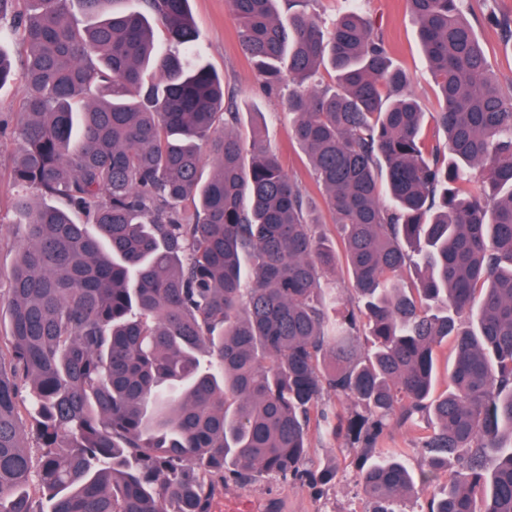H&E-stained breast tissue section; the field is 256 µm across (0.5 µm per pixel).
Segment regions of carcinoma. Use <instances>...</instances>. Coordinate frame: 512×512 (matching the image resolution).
<instances>
[{"label":"carcinoma","mask_w":512,"mask_h":512,"mask_svg":"<svg viewBox=\"0 0 512 512\" xmlns=\"http://www.w3.org/2000/svg\"><path fill=\"white\" fill-rule=\"evenodd\" d=\"M113 2L0 0V87L8 43L29 48L11 170L23 232L0 289V512H212L225 483L258 473L315 487L313 434L375 449L354 459L369 512H398L451 459L426 512H512V95L470 0H405L436 112L357 8L327 27L298 0H231L263 89L288 84L289 137L338 244L255 113L186 58L189 0ZM483 2L512 41V17ZM325 66L330 88L315 83ZM342 261L352 288L333 297L321 278ZM396 428L422 430L427 468L378 447ZM453 362L449 345L439 348L435 362L434 395L438 396L448 390V368Z\"/></svg>","instance_id":"carcinoma-1"}]
</instances>
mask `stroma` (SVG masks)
Instances as JSON below:
<instances>
[{
	"instance_id": "35a3bbf8",
	"label": "stroma",
	"mask_w": 512,
	"mask_h": 512,
	"mask_svg": "<svg viewBox=\"0 0 512 512\" xmlns=\"http://www.w3.org/2000/svg\"><path fill=\"white\" fill-rule=\"evenodd\" d=\"M363 14L373 21L388 43L394 65L411 78V90L426 111L438 107L435 86L421 51L416 25L408 16L404 0H356ZM197 32L196 46L204 60L224 78L239 105H252L263 115L266 143L276 151L283 170L307 185L311 196L319 191L310 176L307 156L288 135L290 118L286 110L287 87L267 93L262 90L251 63L244 56L238 24L229 0H190ZM467 19L483 44L494 78L504 91L512 92V42L504 41L500 30L485 19L482 0H471ZM19 144L11 137L0 138V288L8 285V272L20 242L12 210L17 192L10 167ZM311 458L318 469L330 475L322 487L292 485L276 477L261 475L241 487L242 498L265 502L276 500L277 512H367L366 499H355L359 477L344 451L333 445L312 443Z\"/></svg>"
}]
</instances>
